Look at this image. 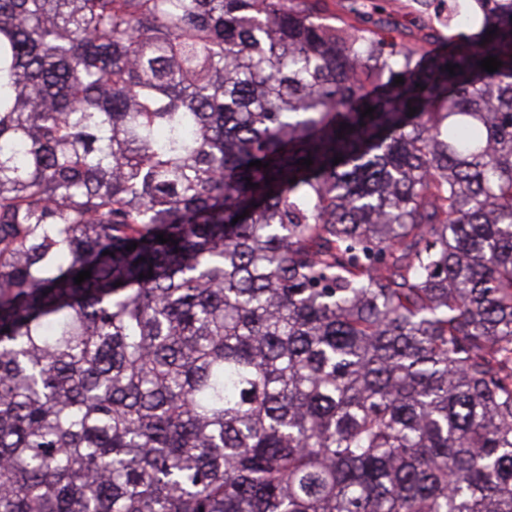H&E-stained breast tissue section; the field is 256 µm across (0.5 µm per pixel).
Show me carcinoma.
Returning <instances> with one entry per match:
<instances>
[{"mask_svg": "<svg viewBox=\"0 0 512 512\" xmlns=\"http://www.w3.org/2000/svg\"><path fill=\"white\" fill-rule=\"evenodd\" d=\"M322 2L0 0V512H512V0ZM352 0H325L327 22L338 24L346 20L360 27L371 29L394 28L404 41L428 47L426 41L439 32L446 33L442 25L443 16L438 17L433 7L426 8L415 0H359L360 10L370 23L355 22L349 13Z\"/></svg>", "mask_w": 512, "mask_h": 512, "instance_id": "carcinoma-1", "label": "carcinoma"}]
</instances>
